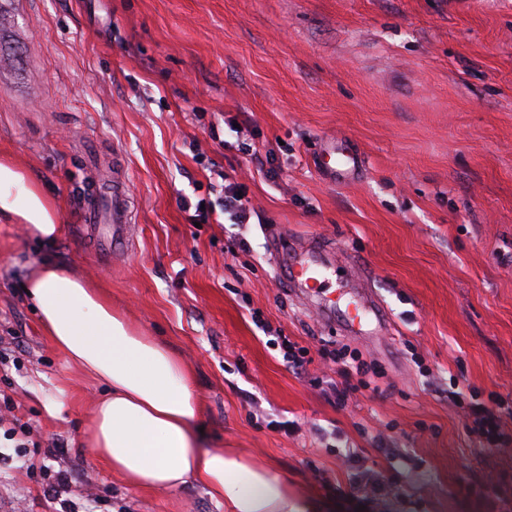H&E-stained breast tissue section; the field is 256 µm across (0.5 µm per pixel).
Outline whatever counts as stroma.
<instances>
[{
  "label": "stroma",
  "instance_id": "35a3bbf8",
  "mask_svg": "<svg viewBox=\"0 0 512 512\" xmlns=\"http://www.w3.org/2000/svg\"><path fill=\"white\" fill-rule=\"evenodd\" d=\"M366 167L334 184L323 141ZM0 159L60 214L51 245L0 223V512H54L42 471H77L83 512H224L195 482L130 487L84 441L100 385L42 329L23 284L51 258L97 284L194 375L206 446L234 448L329 507L356 512V476L382 491L365 512H512L504 443L468 431L450 397L512 395V0H0ZM133 194L127 250L100 257L83 211L99 184ZM253 214L232 223L224 184ZM201 202L192 224L182 202ZM315 241L368 278L391 321L348 335L338 268L299 299L276 241ZM308 348L303 371L260 324ZM357 351L369 389L337 405L324 350ZM379 395H371L372 387ZM295 422L288 432L287 422Z\"/></svg>",
  "mask_w": 512,
  "mask_h": 512
}]
</instances>
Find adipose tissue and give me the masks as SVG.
<instances>
[{"label": "adipose tissue", "mask_w": 512, "mask_h": 512, "mask_svg": "<svg viewBox=\"0 0 512 512\" xmlns=\"http://www.w3.org/2000/svg\"><path fill=\"white\" fill-rule=\"evenodd\" d=\"M0 217L22 221L46 243L61 232L55 210L1 161ZM24 289L55 344L104 385L88 438L127 485L179 488L193 481L224 512H321L319 502L236 450L202 448L189 368L166 342L131 324L99 289L51 259L31 268Z\"/></svg>", "instance_id": "adipose-tissue-1"}]
</instances>
